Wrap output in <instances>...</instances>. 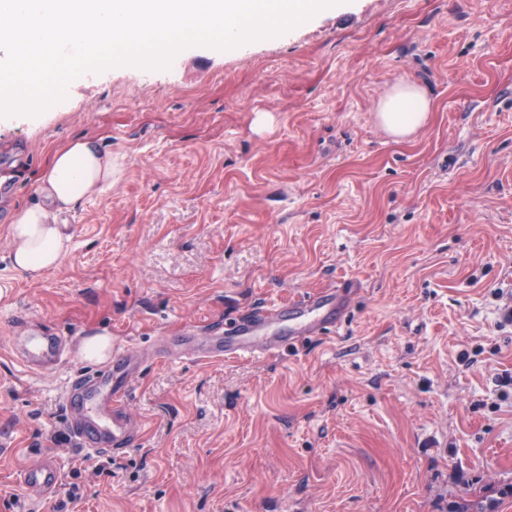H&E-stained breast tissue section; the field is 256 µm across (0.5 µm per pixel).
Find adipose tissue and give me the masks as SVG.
<instances>
[{
    "label": "adipose tissue",
    "mask_w": 512,
    "mask_h": 512,
    "mask_svg": "<svg viewBox=\"0 0 512 512\" xmlns=\"http://www.w3.org/2000/svg\"><path fill=\"white\" fill-rule=\"evenodd\" d=\"M431 99L412 82L395 84L376 107V119L390 135L404 138L422 128ZM111 151L79 136L57 148L38 178V204L17 210L10 225V260L15 273L39 279L64 261L69 235L66 217L112 184Z\"/></svg>",
    "instance_id": "obj_1"
}]
</instances>
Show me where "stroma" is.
Segmentation results:
<instances>
[{
	"label": "stroma",
	"mask_w": 512,
	"mask_h": 512,
	"mask_svg": "<svg viewBox=\"0 0 512 512\" xmlns=\"http://www.w3.org/2000/svg\"><path fill=\"white\" fill-rule=\"evenodd\" d=\"M432 99L394 140L396 83ZM89 135L111 188L69 215L62 265L10 266L9 223L52 152ZM352 282L336 332L280 353L150 360L135 449L81 451L16 317L145 351ZM56 457L60 488L19 473ZM512 512V0H346L274 37L123 65L0 116V512ZM432 101L413 82L395 84L376 107V119L390 135L405 138L417 132L428 121ZM19 479L23 490L40 501L55 495L61 482L56 459L49 455L43 456L36 463L26 467Z\"/></svg>",
	"instance_id": "35a3bbf8"
}]
</instances>
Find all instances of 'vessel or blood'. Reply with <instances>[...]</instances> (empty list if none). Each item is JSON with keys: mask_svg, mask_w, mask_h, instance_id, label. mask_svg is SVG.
<instances>
[{"mask_svg": "<svg viewBox=\"0 0 512 512\" xmlns=\"http://www.w3.org/2000/svg\"><path fill=\"white\" fill-rule=\"evenodd\" d=\"M345 289L333 286L285 306H256L225 322L214 336L199 339L186 330L170 337L171 347L197 359L246 358L270 353L338 328ZM65 339L45 333L28 339L21 358L32 370L56 365L67 353ZM140 363L132 351H113L110 364L72 379L63 396L67 425L75 445L99 454L120 455L132 450L139 432L124 401ZM23 490L43 501L55 495L61 476L54 457L46 455L20 474Z\"/></svg>", "mask_w": 512, "mask_h": 512, "instance_id": "obj_1", "label": "vessel or blood"}]
</instances>
